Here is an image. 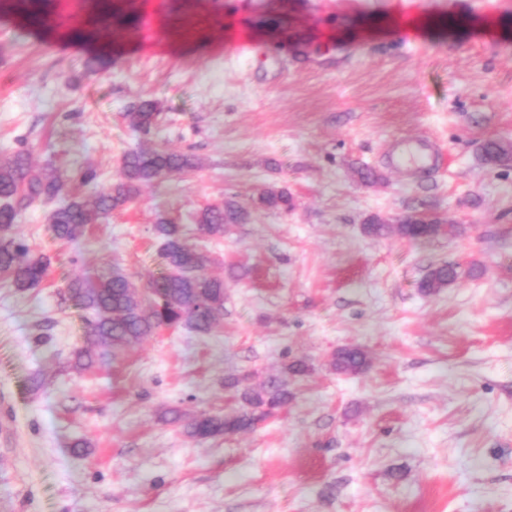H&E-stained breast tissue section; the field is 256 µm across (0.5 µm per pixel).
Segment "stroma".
Returning <instances> with one entry per match:
<instances>
[{"mask_svg":"<svg viewBox=\"0 0 512 512\" xmlns=\"http://www.w3.org/2000/svg\"><path fill=\"white\" fill-rule=\"evenodd\" d=\"M84 2L53 0L29 26L0 0V158L23 146L36 168L90 164L105 185L145 142L197 166L76 244L53 238L48 207L22 213L52 266L27 292L0 282V512H512V166L481 155L512 141V0H112L111 22L73 42ZM240 42L249 54L226 52ZM96 52L109 70L87 69ZM146 100L160 122L145 140L124 115ZM425 136L435 169L384 162L390 141ZM269 187L290 208L253 205ZM221 201L249 206L248 223L198 236ZM424 209L462 234L362 230ZM161 213L209 253L223 318L75 371L86 322L68 279L159 275ZM441 263L458 280L423 294ZM345 346L368 370L330 369ZM297 359L300 379L285 372ZM270 376L292 398L252 432L197 440L161 420L228 412L225 379Z\"/></svg>","mask_w":512,"mask_h":512,"instance_id":"35a3bbf8","label":"stroma"}]
</instances>
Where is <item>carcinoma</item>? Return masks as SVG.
<instances>
[{"mask_svg":"<svg viewBox=\"0 0 512 512\" xmlns=\"http://www.w3.org/2000/svg\"><path fill=\"white\" fill-rule=\"evenodd\" d=\"M159 109L152 101L143 102L125 117L128 125L143 136L156 126ZM196 167L193 156L143 144L127 152L122 159L117 181L98 184L97 169L78 166L64 177L54 169L33 168L30 151L22 147L0 159V276L16 290L38 287L47 276L52 261L35 251L20 232V211L33 204L58 202L49 212L53 237L76 244L87 234L89 226L100 223L113 210L133 203L140 189ZM93 186L90 196L69 193L68 182ZM256 203L268 209H286L291 204L285 190L262 191ZM248 208L235 203L214 204L196 216L198 231L207 237L224 235V225L244 224ZM397 230L408 240L423 239L427 232L423 217L415 212L406 215V223L397 227L373 221L365 225L366 234L384 237ZM159 240V255L164 270L139 288L121 269L114 268L95 278L75 276L66 286L68 300L89 314L82 345L73 352V365L79 371L106 364L117 351L133 347L162 327L185 328L199 335H210L224 315V280L207 278L199 271L210 263L207 252L191 245L181 225L164 216L152 228ZM457 268L442 264L432 268L421 283L426 294H433L456 282ZM367 351L344 347L332 355L330 366L338 375L355 376L368 369ZM224 386L235 392L238 408L225 415L200 413L186 418L172 411L164 421L179 426L187 435L210 439L250 432L259 424L278 415L288 405L291 393L277 377L256 387H240L237 379Z\"/></svg>","mask_w":512,"mask_h":512,"instance_id":"carcinoma-1","label":"carcinoma"}]
</instances>
